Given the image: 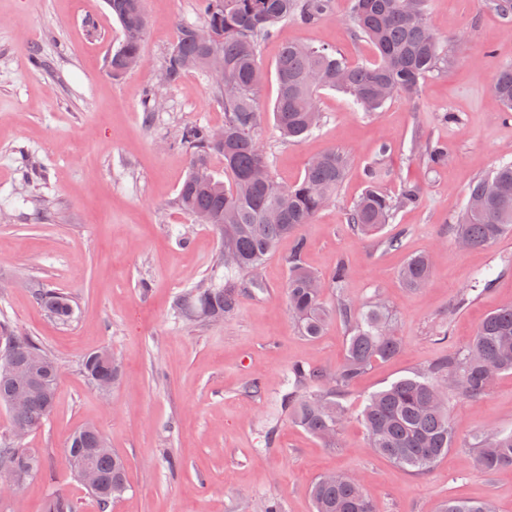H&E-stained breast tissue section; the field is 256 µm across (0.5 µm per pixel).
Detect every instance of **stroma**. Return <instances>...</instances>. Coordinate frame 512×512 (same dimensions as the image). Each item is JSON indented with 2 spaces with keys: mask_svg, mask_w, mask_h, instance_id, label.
<instances>
[{
  "mask_svg": "<svg viewBox=\"0 0 512 512\" xmlns=\"http://www.w3.org/2000/svg\"><path fill=\"white\" fill-rule=\"evenodd\" d=\"M351 6L335 0L333 14L318 23H280L260 46L264 67L274 69L288 42L373 62V46L353 32ZM144 9L145 65L116 77L109 59L123 32L106 0H0V323L35 337L60 367L54 408L24 441L40 453L43 469L0 496V512H44L56 494L77 512H99L65 457L72 433L88 424L126 465L127 491L110 512H262L270 500L281 512H313L310 487L330 471L357 476L375 512H437L450 497L512 512V467L482 471L469 441L481 430L512 431V374L482 399L450 400L458 439L421 475L366 448L357 417L369 395L464 348L488 313L512 305V234L465 250L450 231L470 187L512 160V112L493 92L499 71L512 65V18L486 0H429L428 21L447 39L450 62L425 76L416 96L366 114L343 92L323 89V122L311 136L291 143L272 121L262 126L272 172L285 183L301 178L318 154H349L335 198L301 228L304 263L323 275L345 260L347 279L327 297L328 308L380 295L402 339L397 357L374 364L344 393L351 419L329 448L281 407L289 368L336 369L347 336L334 318L309 340L289 318L283 258L291 239L279 242L255 277L236 280L238 304L223 321L190 326L172 312L174 299L195 283L224 281L218 235L175 204L190 167L181 128L220 127L224 109L200 74L172 87L159 81L179 24L202 20L199 0H144ZM150 93L163 107L148 120ZM445 112L454 123L441 122ZM418 137L445 143L447 164L429 169L413 150ZM377 163L387 172L385 191L411 182L421 202L363 236L347 214L365 190V169ZM393 237L398 248H386ZM420 253L432 255L434 267L429 283L413 290L399 272ZM481 277L488 286L474 289ZM255 279L260 288L252 287ZM45 285L73 300L69 324L41 309L35 293ZM101 349L121 365L106 394L80 370L83 357ZM256 379L261 390L254 393Z\"/></svg>",
  "mask_w": 512,
  "mask_h": 512,
  "instance_id": "obj_1",
  "label": "stroma"
}]
</instances>
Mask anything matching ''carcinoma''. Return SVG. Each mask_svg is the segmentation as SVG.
I'll use <instances>...</instances> for the list:
<instances>
[{
  "instance_id": "1",
  "label": "carcinoma",
  "mask_w": 512,
  "mask_h": 512,
  "mask_svg": "<svg viewBox=\"0 0 512 512\" xmlns=\"http://www.w3.org/2000/svg\"><path fill=\"white\" fill-rule=\"evenodd\" d=\"M122 26L124 40L112 54V73L130 71L129 63L141 57V42L147 27L143 0H107ZM203 23L211 41L197 40L196 23H184L166 55L161 77L177 85L192 71L210 76L224 71V84H212L215 99L224 106V140L216 141L212 129L190 123L183 127L178 144L189 150V173L178 195L177 205L198 224H209L217 232L222 252L218 261L228 276L254 273L283 238L293 239L284 259L289 316L302 336H321L336 315L348 329L343 362L332 372L304 364L291 369L293 388L282 398V406L308 434L336 447V438L350 418L338 400L365 370L377 361L389 360L402 350L400 337L389 312L380 301L362 305L338 302L327 310L325 298L342 287L347 266L340 261L327 275L308 270L303 264L307 241L301 227L329 201L348 172V156L338 150L311 159L303 178L287 184L276 181L269 169L259 138L264 110L259 92L264 80L259 59L261 41L271 37L278 24L288 19L314 24L331 15L333 0H199ZM355 33L375 48L371 65H353L331 48L288 42L275 64L277 97L273 120L280 135L292 142L312 134L320 122L316 95L321 89H336L352 97L357 108L371 113L392 99L418 93L420 80L448 64V44L427 21V0H354ZM493 91L512 112V65L503 68ZM415 148L425 164L436 169L448 163V148L434 139L418 141ZM224 161L229 185L214 177L212 158ZM384 171H366L367 189L348 213L347 222L362 233L378 231L402 208L420 202L418 187L405 184L397 195L381 188ZM454 239L462 249L487 248L512 234V162L503 163L478 180L469 190L464 211L454 224ZM432 260L428 255L408 258L402 279L409 288H422L430 280ZM42 308L60 323L74 316L71 298L59 291H36ZM237 291L231 285L199 283L176 302L180 319L215 321L233 311ZM13 363L33 372L37 384L26 406H9L13 383L1 368ZM57 362L30 336L15 335L0 323V407L9 410L12 429L32 432L51 414L55 402ZM93 384L109 376L117 381L120 365L102 361L97 353L86 355L81 364ZM512 372V306L490 312L477 328L474 340L462 351H453L420 373L403 377L371 395L360 419L367 447L393 463L423 474L434 467L455 444V423L448 401L457 395L480 399L496 378ZM475 463L486 473L512 465V431L484 430L473 436ZM72 475L81 478L80 467L92 465L101 486L92 492L100 512L126 491L123 459L107 447L94 425L75 431L65 448ZM26 470L27 477L41 471V456L24 448L12 437L0 439V471ZM314 512H374L360 479L328 473L311 488ZM44 512H76L66 497L50 498ZM440 512H493L488 501L450 499Z\"/></svg>"
}]
</instances>
